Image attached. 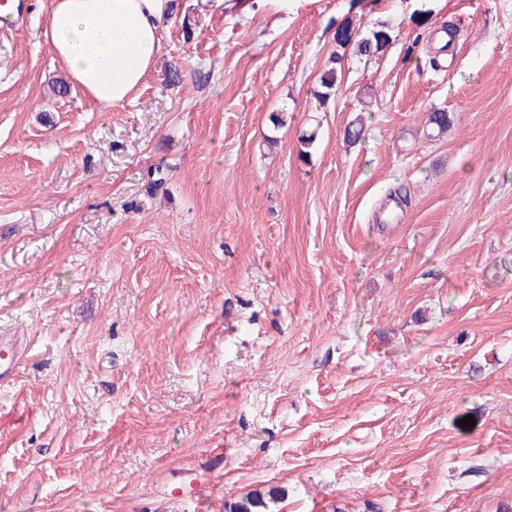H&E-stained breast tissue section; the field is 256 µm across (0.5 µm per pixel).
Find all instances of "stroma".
<instances>
[{"instance_id":"1","label":"stroma","mask_w":512,"mask_h":512,"mask_svg":"<svg viewBox=\"0 0 512 512\" xmlns=\"http://www.w3.org/2000/svg\"><path fill=\"white\" fill-rule=\"evenodd\" d=\"M28 2L0 33V335L30 338L0 512L511 506L512 0H177L111 111L55 95ZM348 19L390 45L332 61Z\"/></svg>"}]
</instances>
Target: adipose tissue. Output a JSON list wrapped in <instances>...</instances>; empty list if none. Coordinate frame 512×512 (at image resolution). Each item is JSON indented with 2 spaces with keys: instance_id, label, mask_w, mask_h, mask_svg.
Wrapping results in <instances>:
<instances>
[{
  "instance_id": "1",
  "label": "adipose tissue",
  "mask_w": 512,
  "mask_h": 512,
  "mask_svg": "<svg viewBox=\"0 0 512 512\" xmlns=\"http://www.w3.org/2000/svg\"><path fill=\"white\" fill-rule=\"evenodd\" d=\"M171 8V0H52L43 35L70 82L111 110L155 70Z\"/></svg>"
}]
</instances>
